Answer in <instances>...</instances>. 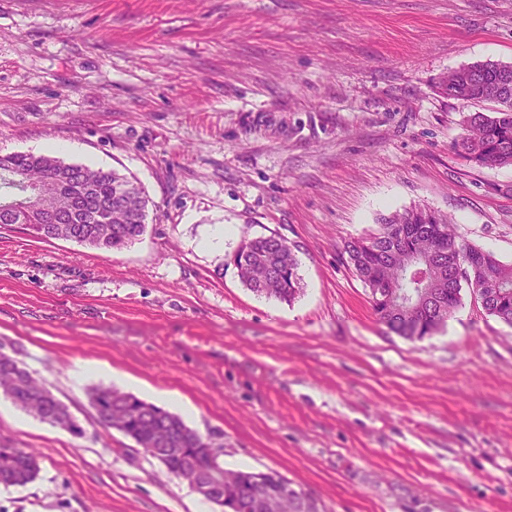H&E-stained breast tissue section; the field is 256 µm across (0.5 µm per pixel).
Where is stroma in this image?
<instances>
[{"label": "stroma", "instance_id": "stroma-1", "mask_svg": "<svg viewBox=\"0 0 512 512\" xmlns=\"http://www.w3.org/2000/svg\"><path fill=\"white\" fill-rule=\"evenodd\" d=\"M512 63V0H0V154L76 144L134 177L140 241L106 255L0 229V347L78 437L0 395V440L38 454L0 512H220L94 419L113 386L190 406L225 467L274 470L322 512H512V326L470 289L411 342L378 323L345 241L421 206L512 264V166L452 144L437 83ZM233 236L199 241L215 225ZM292 246L285 302L240 281L243 240Z\"/></svg>", "mask_w": 512, "mask_h": 512}]
</instances>
